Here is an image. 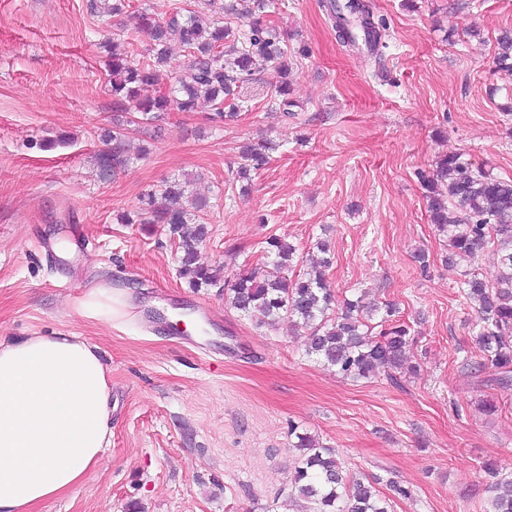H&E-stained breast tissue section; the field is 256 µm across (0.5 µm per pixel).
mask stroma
Segmentation results:
<instances>
[{"mask_svg":"<svg viewBox=\"0 0 512 512\" xmlns=\"http://www.w3.org/2000/svg\"><path fill=\"white\" fill-rule=\"evenodd\" d=\"M324 2L269 0L290 116L254 94L227 124L172 112L135 128L147 155L104 177L99 44L114 19L87 0H0V341L79 337L112 384L100 463L35 512H312L289 494L299 432L380 492L407 488L393 512H484L482 464L512 473V389L474 369L479 318L460 288L468 272L492 279L497 257L488 245L448 266L419 180L451 152L512 178V78L495 64L512 0H363L386 22L374 52L340 43ZM258 144L268 164L238 178ZM197 174L212 203L200 264L231 279L271 236L304 260L327 241L339 298L397 304L416 373L343 378L306 355L294 319L260 327L222 286L190 287L162 226L118 223L146 190ZM93 288L111 291V321L83 311Z\"/></svg>","mask_w":512,"mask_h":512,"instance_id":"stroma-1","label":"stroma"}]
</instances>
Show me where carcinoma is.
Segmentation results:
<instances>
[{"label": "carcinoma", "mask_w": 512, "mask_h": 512, "mask_svg": "<svg viewBox=\"0 0 512 512\" xmlns=\"http://www.w3.org/2000/svg\"><path fill=\"white\" fill-rule=\"evenodd\" d=\"M253 7L241 13L250 20L245 32H234L218 18L207 23L198 10L177 6L165 20L143 9L134 25L119 23L118 31L101 42L112 94V128L101 134L105 148L97 156L102 175H117L133 161L128 139L131 121L121 115L133 113L136 124L155 126L171 112H194L199 103L209 105L212 121L224 123L237 116L245 90L258 82L259 67L270 65L276 80L269 84L270 99L283 113L295 103L288 99V45L275 30L264 26L256 13L265 0H252ZM328 16L336 37L346 46L362 42L378 46L384 26L374 21L360 0H328ZM132 0H90V9L111 17H124ZM149 48L141 53V37ZM185 52L183 69L164 80L172 44ZM497 68L512 76V30L498 39ZM238 177L246 179L268 164L267 154L253 146L241 150ZM431 223L448 238V265L455 257L473 255L487 244L495 247L497 274L490 282L476 274H464V296L477 308L480 323L475 342L483 353L482 365L495 368L499 384L512 387V180L493 177L463 159L460 153L438 158L432 171L421 176ZM190 179H173L140 196L133 213L121 217L123 224H161L178 242L180 275L193 288L218 284L216 270L198 261V246L208 237L202 216L211 208L210 199L186 194ZM322 257L289 280L285 270L297 258L296 246L286 237L267 241L268 261L224 283L230 305L254 319L256 325H273L281 316L296 319L308 330L306 353L336 368L345 378H367L380 366L395 372H414L409 363L410 331L396 319V305H367L363 298L338 301L326 278L331 265L327 244L319 246ZM381 315V330L373 334L367 319ZM299 459L290 478L291 495L316 505V512H390L386 499L369 483L344 473L334 450L312 436H297ZM495 492L488 512H512V477L498 467L484 465Z\"/></svg>", "instance_id": "cac0c4a2"}]
</instances>
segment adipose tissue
Here are the masks:
<instances>
[{
    "label": "adipose tissue",
    "mask_w": 512,
    "mask_h": 512,
    "mask_svg": "<svg viewBox=\"0 0 512 512\" xmlns=\"http://www.w3.org/2000/svg\"><path fill=\"white\" fill-rule=\"evenodd\" d=\"M109 371L73 336L0 342V512L73 490L112 436Z\"/></svg>",
    "instance_id": "ef3b65f1"
}]
</instances>
